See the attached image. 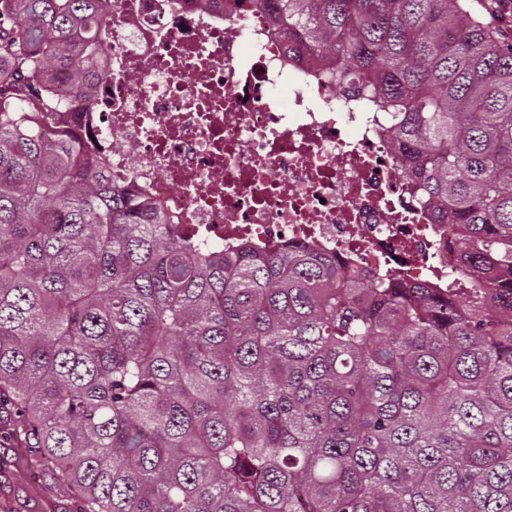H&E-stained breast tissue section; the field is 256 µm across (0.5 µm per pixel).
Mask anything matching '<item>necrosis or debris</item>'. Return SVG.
<instances>
[{
    "instance_id": "4bbe7bcc",
    "label": "necrosis or debris",
    "mask_w": 512,
    "mask_h": 512,
    "mask_svg": "<svg viewBox=\"0 0 512 512\" xmlns=\"http://www.w3.org/2000/svg\"><path fill=\"white\" fill-rule=\"evenodd\" d=\"M235 0H98L112 20L104 74L58 124L100 153L113 185L156 200L167 223L224 253L295 245L380 276L447 287L455 264L413 195L380 112L337 100L321 63L291 59L302 30Z\"/></svg>"
}]
</instances>
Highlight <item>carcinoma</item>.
<instances>
[{
  "label": "carcinoma",
  "instance_id": "obj_1",
  "mask_svg": "<svg viewBox=\"0 0 512 512\" xmlns=\"http://www.w3.org/2000/svg\"><path fill=\"white\" fill-rule=\"evenodd\" d=\"M394 129L463 298L177 235L64 130L96 0H0V407L77 512H512V31L502 0H264ZM80 36H75V31Z\"/></svg>",
  "mask_w": 512,
  "mask_h": 512
}]
</instances>
